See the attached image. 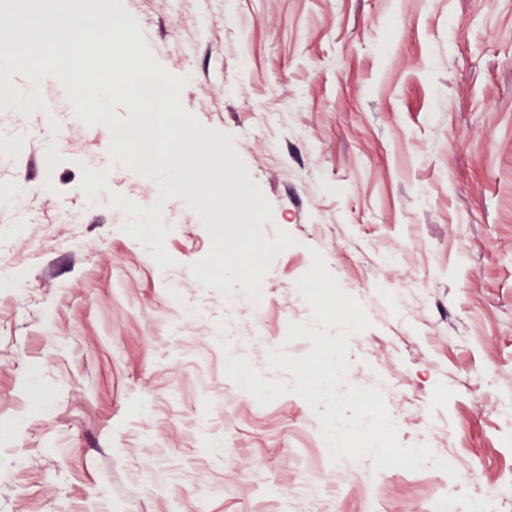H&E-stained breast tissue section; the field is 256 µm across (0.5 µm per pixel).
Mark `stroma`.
I'll return each instance as SVG.
<instances>
[{
	"mask_svg": "<svg viewBox=\"0 0 512 512\" xmlns=\"http://www.w3.org/2000/svg\"><path fill=\"white\" fill-rule=\"evenodd\" d=\"M181 105L231 136L295 240L262 280L263 309L199 282L212 238L186 199L162 212L172 267L136 246L108 190L150 208L156 181L109 162L110 130L35 112L0 185L51 184L37 221L0 206V512H431L512 471V0H126ZM64 124L58 159L42 138ZM320 253L368 321L344 382L378 388L398 443L457 448L434 465L331 460L319 412L270 351L306 355L296 283ZM244 359L288 393L260 403L227 374ZM333 479L306 489L309 469Z\"/></svg>",
	"mask_w": 512,
	"mask_h": 512,
	"instance_id": "stroma-1",
	"label": "stroma"
}]
</instances>
